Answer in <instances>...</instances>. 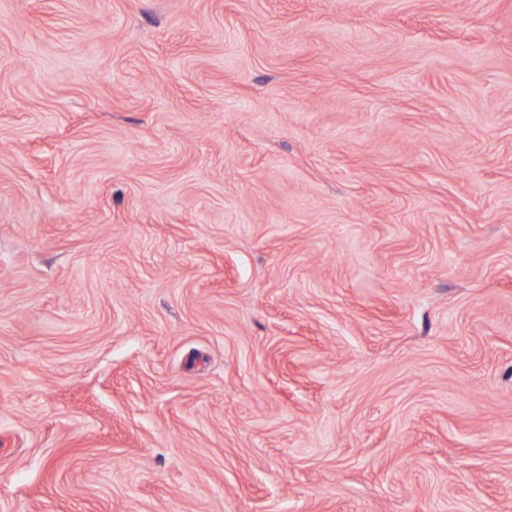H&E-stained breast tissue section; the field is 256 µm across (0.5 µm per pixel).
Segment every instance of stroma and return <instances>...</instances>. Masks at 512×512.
I'll list each match as a JSON object with an SVG mask.
<instances>
[{
	"label": "stroma",
	"instance_id": "obj_1",
	"mask_svg": "<svg viewBox=\"0 0 512 512\" xmlns=\"http://www.w3.org/2000/svg\"><path fill=\"white\" fill-rule=\"evenodd\" d=\"M0 512H512V0H0Z\"/></svg>",
	"mask_w": 512,
	"mask_h": 512
}]
</instances>
